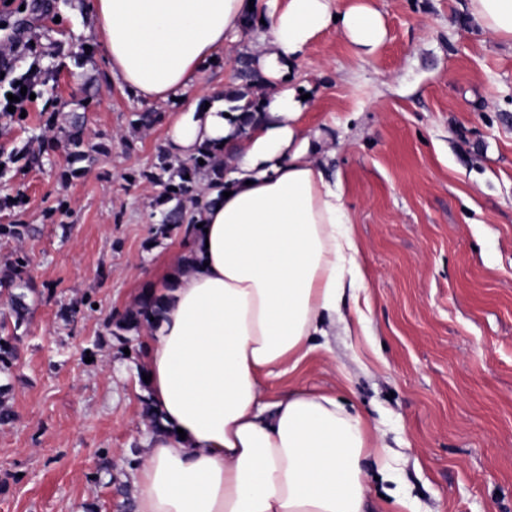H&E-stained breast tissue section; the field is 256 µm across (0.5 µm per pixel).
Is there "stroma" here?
I'll use <instances>...</instances> for the list:
<instances>
[{
    "mask_svg": "<svg viewBox=\"0 0 512 512\" xmlns=\"http://www.w3.org/2000/svg\"><path fill=\"white\" fill-rule=\"evenodd\" d=\"M467 2L374 0L387 27L376 53L332 26L298 65L363 283L344 298L349 330L267 389L335 392L377 426L398 461L384 477L378 457L365 460L368 512H396L399 499L411 512H512V42L481 29ZM15 3L10 29L37 52L16 68L36 58L48 78L25 121L0 115V153L18 167L0 177V197L25 199L1 207L0 224L36 228L0 239V257L23 250L39 286L13 369L16 420L0 427V512H84L90 501L124 512L150 424L147 339L107 334L104 321L183 251L179 238L151 240V214L170 204L138 177L168 127L132 129L148 104L113 82L90 11ZM75 114L97 147L81 162L59 146ZM104 456L108 484L93 479Z\"/></svg>",
    "mask_w": 512,
    "mask_h": 512,
    "instance_id": "stroma-1",
    "label": "stroma"
}]
</instances>
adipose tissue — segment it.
Segmentation results:
<instances>
[{
  "mask_svg": "<svg viewBox=\"0 0 512 512\" xmlns=\"http://www.w3.org/2000/svg\"><path fill=\"white\" fill-rule=\"evenodd\" d=\"M114 83L171 106L166 147L210 151L226 169L203 201L180 262L161 268L142 324L154 420L135 474L134 512H365L371 424L335 394L292 389L268 401V379L295 371L336 329L357 265L341 183L316 162L324 135L304 121L297 65L336 27L364 53L386 29L373 0H91ZM474 20L512 40V0H469ZM261 28V42L250 40ZM260 74L255 112L223 90L186 93L226 44Z\"/></svg>",
  "mask_w": 512,
  "mask_h": 512,
  "instance_id": "obj_1",
  "label": "adipose tissue"
}]
</instances>
